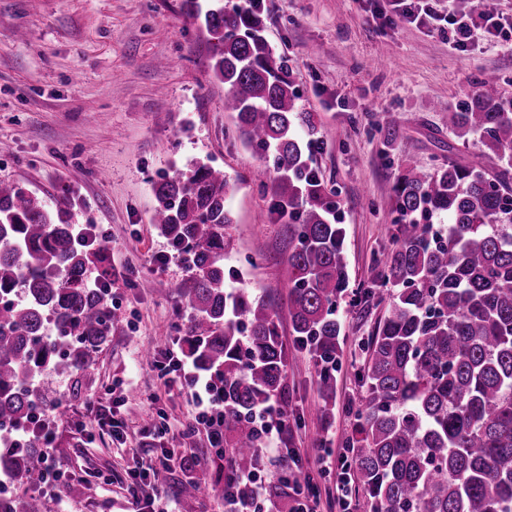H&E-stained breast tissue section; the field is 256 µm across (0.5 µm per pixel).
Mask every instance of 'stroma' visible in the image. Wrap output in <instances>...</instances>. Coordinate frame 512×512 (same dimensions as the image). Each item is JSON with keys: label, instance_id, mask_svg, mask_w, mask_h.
Returning <instances> with one entry per match:
<instances>
[{"label": "stroma", "instance_id": "stroma-1", "mask_svg": "<svg viewBox=\"0 0 512 512\" xmlns=\"http://www.w3.org/2000/svg\"><path fill=\"white\" fill-rule=\"evenodd\" d=\"M373 0H264L259 15L268 41L287 55L294 86L317 127L308 163L337 205L345 232L347 287L340 296L341 350L332 411L322 415L319 367L297 345L288 314V227L271 210L268 190L252 173L260 158L224 110V86L210 70V36L192 0H0V181L16 183L69 224H94L109 235L112 295L120 319L79 380L48 376L63 398L57 436L70 444L56 465L66 477L48 512H132L126 489L135 458L170 450L182 457L159 487L180 508L188 476L214 484L218 459L193 422L187 395L168 391L150 356L183 340L192 310L178 294L184 263L155 259L169 242L150 222L152 184L173 170L204 162L222 168L234 190L236 218L225 268L236 285L278 310L287 347L282 402L299 427L262 472L277 479L286 449L316 458L342 452L355 427L365 386L364 343L385 307L365 289L385 291L377 257L397 231L393 186L415 162L430 173L456 154L480 160L479 141L449 149L448 112L465 102L485 74L512 97V43L477 36L458 50L427 26L392 25ZM396 137H388V129ZM148 278L153 288L137 283ZM114 405L123 441L102 431L90 398ZM169 427L144 436L151 416Z\"/></svg>", "mask_w": 512, "mask_h": 512}]
</instances>
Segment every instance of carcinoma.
Here are the masks:
<instances>
[{
	"label": "carcinoma",
	"instance_id": "1",
	"mask_svg": "<svg viewBox=\"0 0 512 512\" xmlns=\"http://www.w3.org/2000/svg\"><path fill=\"white\" fill-rule=\"evenodd\" d=\"M196 18L217 39L210 68L224 83V111L245 143L261 152L256 180L270 173L273 210L296 244L288 251V310L298 343L325 363L336 358V317L346 282L345 233L308 165L300 127H312L293 87L288 59L267 41L254 3L196 4ZM448 130L477 138L507 166L493 171L448 163L427 176L409 166L394 193L402 228L376 259L393 292L366 342V393L358 437L347 439L366 512H512V99L492 75ZM224 171L196 164L153 184L151 223L178 249L190 272L179 288L193 311L187 357L224 391V466L232 474L261 467L263 438L253 413L283 391L287 352L274 305L226 285L224 252L235 219ZM446 217L427 238L430 215ZM112 275L109 248L86 247L74 225L58 224L23 188L0 181V473L17 481L0 512H47L36 484L41 441L15 447L16 425L61 399L35 383L44 374L77 377L95 363L118 320L106 293L88 284L91 269ZM331 398L334 375L320 369ZM299 473L269 486L288 512ZM206 487L181 486L185 507Z\"/></svg>",
	"mask_w": 512,
	"mask_h": 512
}]
</instances>
